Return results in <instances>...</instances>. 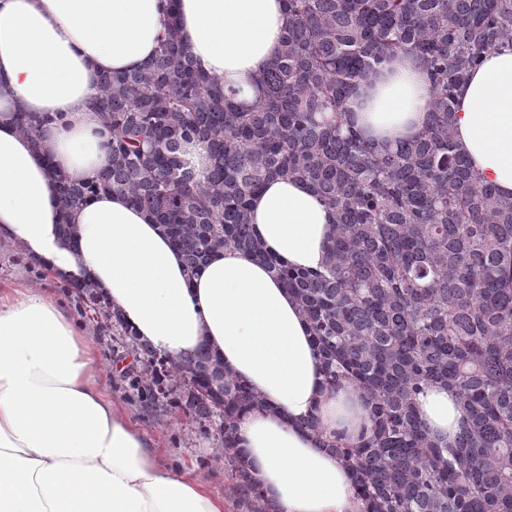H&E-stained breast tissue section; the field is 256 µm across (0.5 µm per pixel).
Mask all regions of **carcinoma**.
<instances>
[{
    "instance_id": "1",
    "label": "carcinoma",
    "mask_w": 512,
    "mask_h": 512,
    "mask_svg": "<svg viewBox=\"0 0 512 512\" xmlns=\"http://www.w3.org/2000/svg\"><path fill=\"white\" fill-rule=\"evenodd\" d=\"M288 28L248 109L224 81L198 72L170 15L155 53L99 77L105 169L56 174L62 218L99 192L125 194L164 225L187 270L233 248L261 254L249 199L273 177L302 181L336 213L324 271L263 256L307 318L325 380L353 381L371 422L356 442H322L351 472L361 512H512V199L483 181L454 139L456 91L483 54L512 42V0H284ZM430 82L427 120L385 145L354 129L360 79L398 54ZM37 141L43 118L16 112ZM206 150L199 176L186 146ZM88 310L112 322L154 379L132 378L150 404L185 407L218 426L238 498L267 502L236 447L237 423L259 404L202 351L183 363L140 343L94 284L75 283ZM452 392L466 427L452 443L420 419L418 396Z\"/></svg>"
}]
</instances>
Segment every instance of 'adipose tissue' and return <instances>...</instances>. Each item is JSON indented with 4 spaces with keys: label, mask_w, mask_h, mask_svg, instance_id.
<instances>
[{
    "label": "adipose tissue",
    "mask_w": 512,
    "mask_h": 512,
    "mask_svg": "<svg viewBox=\"0 0 512 512\" xmlns=\"http://www.w3.org/2000/svg\"><path fill=\"white\" fill-rule=\"evenodd\" d=\"M195 68L250 107L281 50L284 0H0V235L56 276L92 281L139 342L188 360L200 349L259 396L238 423L250 473L280 512H359L349 471L300 429L354 441L370 429L350 380L327 386L297 301L251 253L220 249L197 275L166 229L120 193L61 218L55 172L83 180L108 166L97 79L138 68L157 49L169 13ZM430 84L400 55L349 100L364 136L393 145L417 136ZM459 148L512 198V42L487 52L457 91ZM52 116L39 141L14 114ZM74 224L77 247L59 232ZM336 215L306 184L264 183L250 223L262 249L289 266L325 262ZM94 351L65 304L42 289L0 288V512H224L199 479L169 469L154 442L100 385ZM427 427L454 442L464 414L452 394L419 397Z\"/></svg>",
    "instance_id": "1"
}]
</instances>
